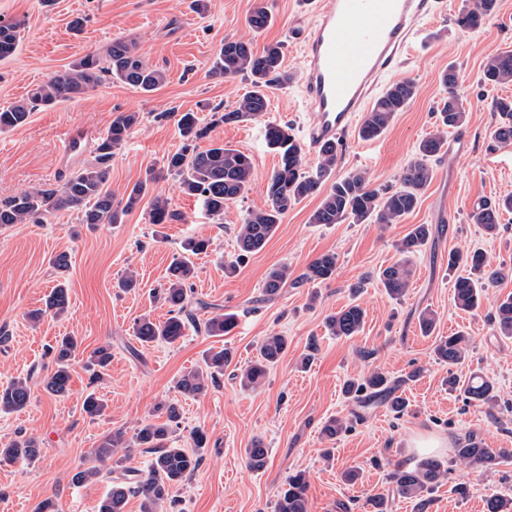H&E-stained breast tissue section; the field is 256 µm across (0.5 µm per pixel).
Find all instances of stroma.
Returning <instances> with one entry per match:
<instances>
[{
  "mask_svg": "<svg viewBox=\"0 0 512 512\" xmlns=\"http://www.w3.org/2000/svg\"><path fill=\"white\" fill-rule=\"evenodd\" d=\"M474 0H437V12L422 23L423 33L404 55V63L386 83L409 78L418 89L415 100L399 113L388 130L370 141L356 131L341 138L335 177L354 170L368 173L374 185L395 183L419 141L435 126L434 112L447 91L440 74L448 66L459 73L457 93L465 100L467 121L450 131L453 149L434 162V177L415 212L387 227L375 224H314L310 216L321 198L314 195L289 209L276 232L258 253L245 259L238 273L224 275V261L237 250L236 232L247 211L265 206L266 179L278 162L267 145L266 126L288 124L303 143L311 123L301 88V43L313 21L314 0H207L205 14L192 0H0V17L18 22L15 53L0 61V108L26 97L28 91L90 52H105L116 40L135 43L139 53L163 69L165 83L141 93L114 80L74 101L35 109L23 127L0 131V198L56 183L69 170L92 162L97 140L117 112L141 117L112 158L107 187L114 197L161 170L169 153L181 145L170 111L197 112L203 121L233 108L248 88L243 76L219 77L210 68L224 40L249 39L255 52L281 43L284 67L293 75L275 88L261 120L213 125L209 137L248 154L254 177L243 199L229 203L222 218L208 215L196 198L183 195L174 178L157 181L153 191L166 197L181 220L151 223L148 206H140L124 223L87 228L76 211L49 213L40 224L0 227V388L27 380L31 400L18 412H0V444L17 435L42 443L35 460L0 462V512H35L53 500L58 512H97L112 487L111 463L82 484L71 476L90 464L89 453L107 432L133 434L156 416V408L176 397L181 374L201 365L205 352L228 347L234 366L225 368L218 384L205 395L180 400L181 422L173 435L177 447H190L189 434L203 429L208 443L196 476L172 492L165 512H276L289 475L303 471L309 480V512H374L373 495L388 494L386 512H415L411 500L392 495L390 474L396 465L413 466L422 452L420 438L441 439L435 454L451 472L430 494L426 512H483V500L494 492L512 496V338L498 336L489 314L496 299L512 293V213H503L499 232L488 236L471 217L481 198L512 194V145H490L497 120L495 98L512 95V84L492 87L482 81L485 60L512 49V0H498L496 12L476 30L458 26L459 13ZM271 12V25L251 31L247 19L257 6ZM84 131L82 150L63 157L68 132ZM428 224L432 234L413 259L411 285L402 300L370 285L360 296L367 317L363 331L351 338L330 336L327 315L349 304L351 284L393 264L396 245L413 225ZM189 237L210 239L207 253L195 257L193 296L203 302L199 318L211 310L232 313L230 333L214 337L187 330L176 345L141 346L132 333L135 319L151 314L164 319L167 309L155 295L166 270ZM483 249L505 277L489 289L482 309L468 313L453 301L448 253ZM68 254L64 274L52 259ZM335 254V277L324 283L289 285L273 299L263 296L264 280L273 267L285 265L302 274L317 257ZM138 274V288L125 292L118 280L127 271ZM66 280L71 307L67 315L43 317L34 323L32 310L59 280ZM436 312L434 335L422 336L417 316ZM463 330L473 338L465 363L450 367L433 352L436 337ZM279 333L288 351L271 369L265 383L245 390L238 367L253 357L261 340ZM61 336H75L82 345L71 367V390L62 398L48 395L44 376L51 372L49 345ZM319 350L308 368L300 361L310 341ZM111 345L112 363L99 380H91L86 362L99 346ZM387 373L408 411L395 416L386 405L363 407L343 393L347 379L373 369ZM487 376L498 390L491 406L466 402L462 392L449 391L445 380L472 373ZM105 400L103 416L82 409L88 393ZM177 398V397H176ZM332 416L347 418L351 429L340 436L333 458H325L327 441L320 434ZM477 436L490 448L509 453L495 470H471L454 462L457 444ZM269 450L268 463L250 470L245 450L253 440ZM354 468L355 483L341 473ZM465 483L466 494L455 492Z\"/></svg>",
  "mask_w": 512,
  "mask_h": 512,
  "instance_id": "1",
  "label": "stroma"
}]
</instances>
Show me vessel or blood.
<instances>
[{
  "label": "vessel or blood",
  "mask_w": 512,
  "mask_h": 512,
  "mask_svg": "<svg viewBox=\"0 0 512 512\" xmlns=\"http://www.w3.org/2000/svg\"><path fill=\"white\" fill-rule=\"evenodd\" d=\"M432 12L433 0H318L303 48L310 147L351 129Z\"/></svg>",
  "instance_id": "vessel-or-blood-1"
}]
</instances>
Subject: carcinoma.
<instances>
[{"mask_svg":"<svg viewBox=\"0 0 512 512\" xmlns=\"http://www.w3.org/2000/svg\"><path fill=\"white\" fill-rule=\"evenodd\" d=\"M498 0H476L474 7L459 14L457 24L474 30L497 9ZM272 16L260 6L248 18V27L260 31L268 27ZM19 39L18 23L0 18V59L10 56ZM283 46L269 44L263 51H253L250 41L238 38L224 41L215 59L213 70L224 77L242 75L250 82V89L237 102L234 109L214 113L213 122L236 124L261 119L268 106V92L288 84L290 74L282 69ZM113 78L144 93H151L166 80L165 72L151 64L137 52L136 45L124 41L112 43L105 55L89 53L72 66L59 71L32 89L24 100L0 109V130L24 126L30 113L42 106L50 107L60 101L74 100L96 88L106 78ZM448 89L436 110L435 130L422 139L414 157L402 171L399 185L374 188L366 172L356 170L334 182L323 196L320 205L311 215L313 224H397L417 208L425 190L433 180L431 160L444 154L448 146V132L466 121V106L455 93L458 82L456 68L450 66L440 76ZM483 82L504 85L512 83V50L502 51L490 57L483 66ZM417 95V85L411 79H402L390 85L376 100L363 123L358 128L362 140H374L382 136L396 115L410 105ZM493 109L499 122L491 133L496 144H512V98H498ZM140 121L136 112H119L112 119L106 134L99 140L93 163L72 170L58 186L36 191H23L0 200V226L9 224L38 223L47 213L74 209L80 223L90 227L99 224H121L125 216L150 199V219L153 224H169L179 220L170 210L168 201L150 191V179L135 183L119 200L107 188V175L114 152L125 143L130 131ZM176 127L183 141L181 148L164 161V170L173 176L181 193L200 199L209 214L216 218L224 215V205L243 198L253 179V166L249 155L227 144L214 143L206 148L199 146L209 127L202 124L195 112L176 114ZM268 145L279 157L266 184L267 204L259 210L249 211L236 233L238 254L224 261V273L237 272L244 257L261 251L277 230L288 209L316 194L336 166L338 144L323 145L318 151L316 165L305 167L302 149L290 133L289 126L271 123L266 128ZM512 212V195L495 200L481 199L473 207L472 218L493 236L498 231L501 211ZM431 236L428 224H415L398 246L402 258L385 267L378 274V281L387 295L399 300L409 286L412 257L427 244ZM209 240L190 237L181 244V254L167 268L166 288L161 298L169 307L168 318L156 321L148 315L140 317L133 325V333L143 346L156 343L168 345L180 341L190 328L203 331L208 336L229 333L236 324L232 313H214L205 321L197 320L189 309L190 296L187 288L197 271L191 257L207 251ZM469 268L466 275L457 276L452 282L453 299L464 311L479 308L487 290L498 284V272L491 267L487 254L474 249L462 255L457 251L448 254V267L459 263ZM336 274V256L323 254L313 260L300 276V282H325ZM288 266L270 269L264 281V295L276 296L288 284ZM70 309L69 289L64 283L56 285L45 299V308L31 314L34 320L46 313L60 317ZM366 311L358 303H352L326 319L330 335L352 337L363 331ZM491 321L498 335L512 337V295L498 300ZM436 314L423 310L418 315V326L424 336L435 330ZM80 343L75 336H63L49 347L54 369L43 379L45 392L54 397H64L70 391V368ZM470 340L462 332L439 338L435 346L436 359L450 366L463 363L468 357ZM288 350V337L273 334L265 337L256 348L257 354L241 371L240 385L255 389L261 386L270 371ZM233 360L229 348L208 350L203 366L183 374L176 382V392L182 396H199L209 385L217 382L224 368ZM112 361L109 345L95 349L89 364L104 370ZM448 389L461 390L465 399L489 403L496 399L497 389L492 381L474 376L466 384L459 385L455 376L448 377ZM347 397L364 405L385 403L398 416L403 415L408 402L395 394L387 375L375 369L368 374L344 383ZM31 397L27 382L17 380L0 390V411L16 412L25 408ZM85 412L96 417L104 413L106 404L95 393H89L83 402ZM165 421L144 420L132 438L120 429L104 435L91 451L96 465L77 470L71 480L84 483L100 475L97 464L104 463L121 451L126 453L139 448L152 455L149 469L132 477L122 475L113 480L112 489L102 499L98 512H124L127 501L136 497L141 501L142 512H159L160 506L171 500L172 489L192 478L202 465L201 449L207 445V434L197 429L190 434L193 450L171 446V428L180 424V406L174 399L159 407ZM347 421L332 417L322 426L321 433L328 440L347 431ZM41 455V443L33 436H19L0 446V461L15 459L34 460ZM455 460L468 468L488 469L508 456L504 448H486L478 439L458 443L454 449ZM268 459V449L262 440H255L246 449L247 466L262 469ZM449 469L435 458H424L412 467L396 466L391 476L392 492L412 499L418 512H425L429 503L426 494L442 483ZM308 480L306 474L297 472L288 477V487L279 495L276 512H308ZM485 512H512V498L491 496L485 500Z\"/></svg>","mask_w":512,"mask_h":512,"instance_id":"obj_1","label":"carcinoma"}]
</instances>
